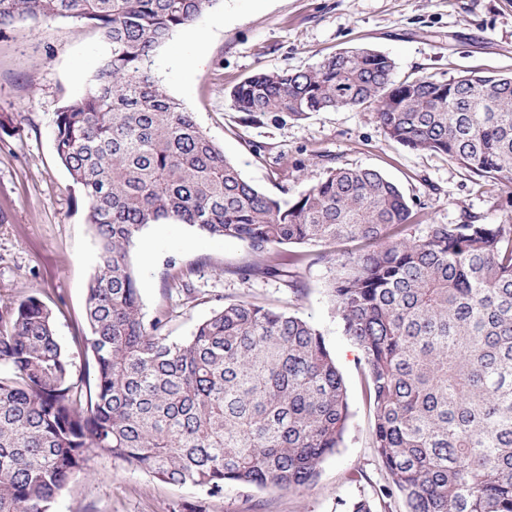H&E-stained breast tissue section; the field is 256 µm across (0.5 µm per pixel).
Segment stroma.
I'll use <instances>...</instances> for the list:
<instances>
[{
	"instance_id": "1",
	"label": "stroma",
	"mask_w": 512,
	"mask_h": 512,
	"mask_svg": "<svg viewBox=\"0 0 512 512\" xmlns=\"http://www.w3.org/2000/svg\"><path fill=\"white\" fill-rule=\"evenodd\" d=\"M200 40L175 32L151 57L166 93L265 193L290 200L338 166L371 168L395 182L418 224H512V188L481 179L447 156L414 151L386 136L370 107L313 112L303 119L235 111L230 90L256 71L316 67L338 51L389 55L396 79L445 82L468 72L512 74V0H219L196 25ZM98 30L77 18L17 21L0 28V299L34 293L53 311L74 376L87 363L80 342L86 286L97 242L53 147L63 99L82 94L110 53ZM340 245L285 247L276 277L242 279L250 259L235 239L175 221L143 229L130 252L146 318L165 315L171 339L224 303L244 300L294 314L319 329L347 387L350 416L336 454L309 487L228 486L210 498L172 485L101 451L72 477L54 512H342V502L378 497L390 478L371 444L372 415L361 353L345 336L328 293ZM190 274L186 298L176 278ZM299 281L297 295L289 287Z\"/></svg>"
}]
</instances>
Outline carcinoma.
<instances>
[{
	"mask_svg": "<svg viewBox=\"0 0 512 512\" xmlns=\"http://www.w3.org/2000/svg\"><path fill=\"white\" fill-rule=\"evenodd\" d=\"M217 2L0 0V26L79 18L112 45L54 120L98 243L81 336L91 360L74 379L37 295L0 302V512H52L93 449L220 497L307 487L339 448L345 382L307 321L227 302L175 341L165 318L145 320L129 252L166 220L243 242L244 279L279 273L280 245L357 243L329 293L364 360L385 512L393 497L405 512H512V224L406 235L402 191L369 168H331L289 201L245 181L147 66ZM229 96L250 116L372 107L391 140L512 186V75L398 81L390 56L362 47L257 71Z\"/></svg>",
	"mask_w": 512,
	"mask_h": 512,
	"instance_id": "cac0c4a2",
	"label": "carcinoma"
}]
</instances>
